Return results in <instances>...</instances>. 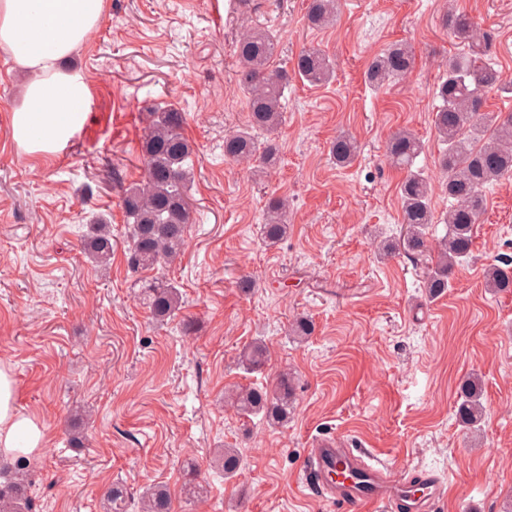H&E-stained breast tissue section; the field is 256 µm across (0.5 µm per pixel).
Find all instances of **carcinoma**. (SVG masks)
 <instances>
[{
    "mask_svg": "<svg viewBox=\"0 0 512 512\" xmlns=\"http://www.w3.org/2000/svg\"><path fill=\"white\" fill-rule=\"evenodd\" d=\"M338 0H309L307 25L324 29L337 21ZM451 34L467 45L470 53L448 58V66L436 88L439 104L432 113V124L445 145L439 157L442 185L448 191L450 207L442 218L444 236L431 243L433 224L430 208L431 183L412 170L422 145L412 133L398 130L388 139L385 155L388 161L407 170L400 188L405 234L399 245L386 242L382 252L390 256L402 249L417 259L436 252L434 266L424 280L429 298L447 293L453 275L470 257L475 224L484 210L483 189L512 177V113L482 110L485 93L502 86V72L482 61L488 48L486 34L478 32V24L466 14L451 20ZM279 38L273 31L253 28L237 41V84L248 101V124L224 138V160L234 163H256L272 169L280 160V147L275 134L282 124L288 71L278 69ZM413 63V51L405 43H393L382 49L369 64L365 81L373 88L382 87L404 77ZM293 73L310 85L326 83L332 74L329 56L316 46L303 48L294 59ZM185 113L166 109L152 120L141 141L144 174L129 185L121 198L129 220L130 245L126 253L129 269L142 274L141 295L150 315L158 322L175 317L181 308L177 286L154 274L162 265L172 263L187 242L189 224L193 223L188 190L194 178V149L183 134ZM332 160L340 167L352 164L359 146L346 134L336 136L329 147ZM288 234V202L279 197L266 205L262 240L268 246L279 243ZM83 250L89 259L104 265L112 258V228L101 220L87 225ZM485 285L493 293L512 290V260L503 259L485 271ZM314 333L312 320L296 319L290 335L304 341ZM241 362L250 370L262 369L268 361V350L260 340L248 344L240 353ZM294 379L281 373L270 387L240 386L228 392L227 402L238 412L262 415L270 424L288 422L294 400ZM456 418L469 428L483 415L481 380L473 374L457 388ZM235 450L224 449L220 466L224 476H234L241 468ZM30 481L27 461L17 459L15 471L0 485V512H22L30 507ZM112 512H126L127 490L116 483L107 491ZM141 512H173L172 494L167 486L156 485L139 501Z\"/></svg>",
    "mask_w": 512,
    "mask_h": 512,
    "instance_id": "carcinoma-1",
    "label": "carcinoma"
}]
</instances>
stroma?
<instances>
[{
    "label": "stroma",
    "mask_w": 512,
    "mask_h": 512,
    "mask_svg": "<svg viewBox=\"0 0 512 512\" xmlns=\"http://www.w3.org/2000/svg\"><path fill=\"white\" fill-rule=\"evenodd\" d=\"M109 0L75 56L92 102L82 131L61 152L37 157L13 142L11 109L24 76L0 53V364L10 369L20 412L46 434L29 461L32 512H106L122 482L127 512L156 483L174 512H341L300 475L322 441L373 448L396 470L427 469L449 484L438 512H505L512 503V292L492 294L484 270L512 257V179L489 185L472 257L451 288L430 300L423 262L380 260L376 244L403 232L405 170L385 157L390 135L423 143L414 167L435 188L430 204L441 238L448 195L439 188L442 145L432 125V90L442 63L462 53L449 35L451 11L494 32L490 51L506 84L487 108L512 112V0H341L334 28L308 29L307 0ZM273 29L280 66L315 45L334 63L325 85L288 79L270 174L224 159V138L246 125L234 47L247 26ZM395 42L409 44L406 77L372 90L364 73ZM172 105L186 114L195 154L194 224L184 253L163 270L183 296L174 320L152 321L139 276L124 251L120 197L142 175L147 114ZM361 154L350 167L328 159L339 133ZM290 210L287 237L261 238L269 197ZM112 226V264L95 269L82 249L86 222ZM311 316L297 342L289 324ZM269 348L264 373H247L240 350ZM293 373L295 401L284 426L224 404L226 388ZM482 379L485 416L455 417L464 376ZM85 435L70 448L73 429ZM235 449L231 478L212 464ZM195 464L205 497L184 492Z\"/></svg>",
    "instance_id": "1"
}]
</instances>
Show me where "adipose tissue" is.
Returning <instances> with one entry per match:
<instances>
[{"label":"adipose tissue","mask_w":512,"mask_h":512,"mask_svg":"<svg viewBox=\"0 0 512 512\" xmlns=\"http://www.w3.org/2000/svg\"><path fill=\"white\" fill-rule=\"evenodd\" d=\"M108 0H0V52L25 71L19 105L10 113L13 142L32 155L60 151L86 120L90 87L68 59L86 45ZM41 425L19 412L15 382L0 366V451L38 456Z\"/></svg>","instance_id":"ef3b65f1"}]
</instances>
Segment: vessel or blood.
<instances>
[{
	"instance_id": "1",
	"label": "vessel or blood",
	"mask_w": 512,
	"mask_h": 512,
	"mask_svg": "<svg viewBox=\"0 0 512 512\" xmlns=\"http://www.w3.org/2000/svg\"><path fill=\"white\" fill-rule=\"evenodd\" d=\"M308 486L340 504L344 512H435L448 494L434 473L396 475L373 451L342 448L325 441L310 449L303 463Z\"/></svg>"
}]
</instances>
